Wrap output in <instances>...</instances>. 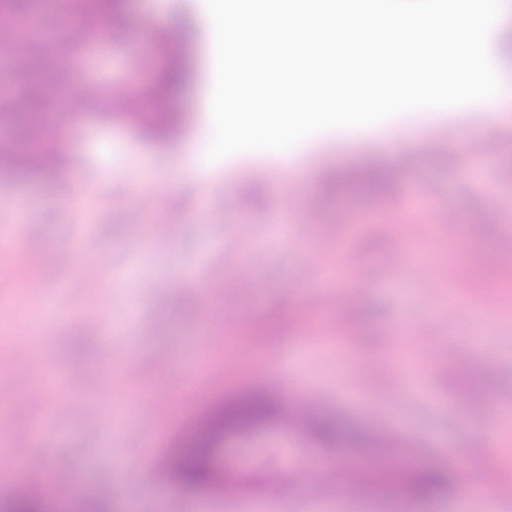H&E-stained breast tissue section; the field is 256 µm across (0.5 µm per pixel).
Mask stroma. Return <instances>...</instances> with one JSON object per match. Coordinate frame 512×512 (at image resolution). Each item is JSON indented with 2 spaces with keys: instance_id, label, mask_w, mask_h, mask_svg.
Listing matches in <instances>:
<instances>
[{
  "instance_id": "obj_1",
  "label": "stroma",
  "mask_w": 512,
  "mask_h": 512,
  "mask_svg": "<svg viewBox=\"0 0 512 512\" xmlns=\"http://www.w3.org/2000/svg\"><path fill=\"white\" fill-rule=\"evenodd\" d=\"M153 2L126 0L124 38L105 39L100 65L80 83L134 87L166 69L172 51L146 26ZM161 2L166 26L194 35L196 78L169 102L188 115L177 140L158 144L91 113L57 128L53 171L20 177L0 162V265H11L12 249L28 254L0 277V419L16 414L33 429L24 447L0 440V486L49 492L53 512H88L99 500L109 512H457L485 468L512 483V255L498 247L512 235V116L493 122L451 107L324 131L298 159L301 200L292 210L277 207L274 177L262 206L233 207L242 176L275 168V154L243 151L213 162L208 175L183 173L189 151L208 153L213 140L205 103L215 52L206 0ZM472 137L484 151H458ZM371 156L397 167L395 195L351 197L311 223L320 171ZM136 206L139 222H125ZM348 208L369 213L354 236ZM444 211L458 224L428 221ZM389 212L392 228L383 222ZM315 244L325 252L314 263L306 252ZM349 248L359 255L348 277L354 295L334 289L310 306ZM97 254L108 263L85 275ZM233 266L239 318L230 327L223 296L203 299L200 278H225ZM487 291L499 300L481 315L475 302ZM20 332L33 336L29 349L12 344ZM286 353L318 411L366 434L387 427L404 465L452 472L451 490L421 504L346 495L344 474L361 453L313 447L301 430L277 424L216 450V465L231 463L246 484L237 497L174 487L158 457L183 433V395L194 391L204 406L232 398L261 369L264 388L282 393ZM408 360L425 368L417 392L378 400ZM76 361L88 375L67 381ZM73 396L87 399L82 415L51 414L50 404ZM151 398L156 431L127 442L131 413ZM491 430L499 441L485 457L470 455ZM273 482L284 490L277 505L264 495Z\"/></svg>"
}]
</instances>
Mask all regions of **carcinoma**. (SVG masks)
Segmentation results:
<instances>
[{"mask_svg": "<svg viewBox=\"0 0 512 512\" xmlns=\"http://www.w3.org/2000/svg\"><path fill=\"white\" fill-rule=\"evenodd\" d=\"M56 6L69 16L74 27L94 38L98 36L97 25L102 17L123 21L125 0H57ZM1 13L30 16L34 14V0H0ZM21 71L28 78L24 108L20 112L0 113V118L15 129L8 153L12 168L29 175L44 171L48 156L42 133L52 119L43 112L45 89L53 86L62 95H68L70 76L64 69L50 68L41 51L35 49L28 50ZM193 78L192 37L189 36L180 57L163 75L155 95L159 99L176 96ZM183 122L184 115L180 112L156 111L151 113L145 133L157 143H166L178 136ZM395 185V171L383 160L370 157L350 168L325 170L319 182L318 200L324 206L337 204L351 195L381 200L393 193ZM277 419H284V408L260 391L215 403L178 443L171 480L186 488L217 486L219 477L212 462L217 444L227 435L245 433ZM308 428L320 442L339 447H370L363 434L327 413L311 414ZM345 479L362 492L398 496L411 502L427 500L452 485L451 475L440 470L423 465L408 470L394 463L360 465L351 469ZM9 512H48V503L42 495L19 492L11 496Z\"/></svg>", "mask_w": 512, "mask_h": 512, "instance_id": "carcinoma-1", "label": "carcinoma"}]
</instances>
